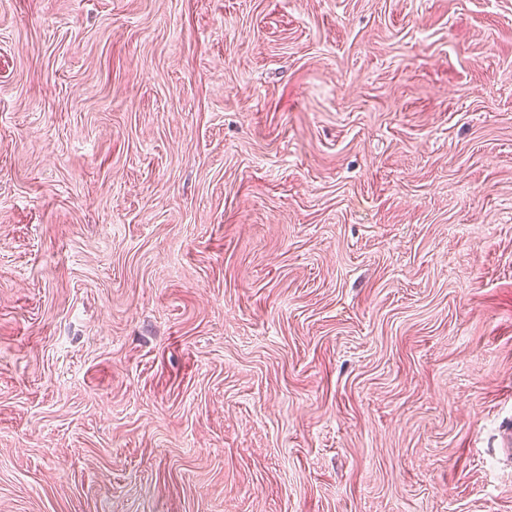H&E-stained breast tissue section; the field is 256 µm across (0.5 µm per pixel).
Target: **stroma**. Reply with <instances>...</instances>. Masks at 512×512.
<instances>
[{
	"instance_id": "obj_1",
	"label": "stroma",
	"mask_w": 512,
	"mask_h": 512,
	"mask_svg": "<svg viewBox=\"0 0 512 512\" xmlns=\"http://www.w3.org/2000/svg\"><path fill=\"white\" fill-rule=\"evenodd\" d=\"M512 0H0V512H512Z\"/></svg>"
}]
</instances>
